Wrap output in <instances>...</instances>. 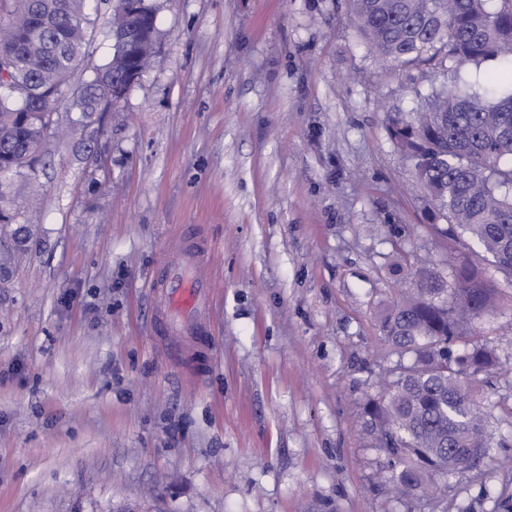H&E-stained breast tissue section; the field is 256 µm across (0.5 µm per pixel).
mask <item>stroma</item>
<instances>
[{"instance_id":"35a3bbf8","label":"stroma","mask_w":512,"mask_h":512,"mask_svg":"<svg viewBox=\"0 0 512 512\" xmlns=\"http://www.w3.org/2000/svg\"><path fill=\"white\" fill-rule=\"evenodd\" d=\"M153 66L86 130L58 109L0 276V512H512V286L426 220L387 115L456 70L366 55L345 0H147ZM90 79L112 0H89ZM211 243L214 349L196 378L154 333L173 240ZM468 261L501 302L477 329L492 442L400 499L366 400L397 358L381 322L412 272Z\"/></svg>"}]
</instances>
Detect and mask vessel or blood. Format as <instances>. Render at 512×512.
<instances>
[{
  "label": "vessel or blood",
  "mask_w": 512,
  "mask_h": 512,
  "mask_svg": "<svg viewBox=\"0 0 512 512\" xmlns=\"http://www.w3.org/2000/svg\"><path fill=\"white\" fill-rule=\"evenodd\" d=\"M178 260L167 263L151 281L158 332L162 338L179 337L195 352L209 345L207 324L214 284L206 272L209 251L200 237L177 241Z\"/></svg>",
  "instance_id": "1"
}]
</instances>
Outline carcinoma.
I'll use <instances>...</instances> for the list:
<instances>
[{
    "label": "carcinoma",
    "instance_id": "obj_1",
    "mask_svg": "<svg viewBox=\"0 0 512 512\" xmlns=\"http://www.w3.org/2000/svg\"><path fill=\"white\" fill-rule=\"evenodd\" d=\"M87 0H17L0 15V180L33 166L64 104L75 127L110 112L127 94L112 76L128 67L122 48L86 83L82 99L66 96L88 45ZM366 53L395 72L455 63L441 85L407 114L388 115L395 145L415 161L417 188L431 220L477 242L512 286V0H347ZM139 50L141 71L155 57L158 27ZM492 62L486 78L481 66ZM414 287L387 308L382 331L408 355L395 379L367 400L378 445L399 467L397 493H436L448 475L481 457L466 449L491 445L488 399L479 376L498 364L474 321L497 309L499 291L467 264L452 275L435 266L414 272Z\"/></svg>",
    "mask_w": 512,
    "mask_h": 512
}]
</instances>
